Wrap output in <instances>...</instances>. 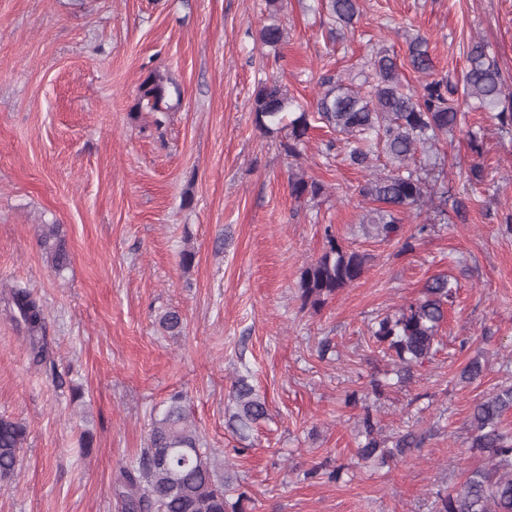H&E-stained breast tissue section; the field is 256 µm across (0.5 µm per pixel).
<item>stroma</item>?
I'll return each instance as SVG.
<instances>
[{
    "label": "stroma",
    "instance_id": "1",
    "mask_svg": "<svg viewBox=\"0 0 512 512\" xmlns=\"http://www.w3.org/2000/svg\"><path fill=\"white\" fill-rule=\"evenodd\" d=\"M360 4L354 29L333 33L317 0H284L288 35L274 51L256 38L265 0H0V285L21 282L43 304L50 352L33 364L0 309V416L27 428L0 512H121L116 471L145 447L152 408L179 391L204 447L247 495L246 512H438L483 466L466 419L512 384V133L489 113H466L437 152L417 157L463 214L440 217L432 199L383 242L359 223L366 172L334 133L313 129L301 157H287L256 128L251 98L274 78L312 107L323 73L361 81L373 48L401 54L418 36L436 73L454 79L467 45L484 40L512 94V0ZM152 68L180 92L160 126L136 107ZM476 163L484 180L472 185ZM293 173L326 194L295 201ZM43 224L65 239L62 274L39 244ZM419 224L427 232L402 251ZM328 228L370 261L315 310L302 306L298 282ZM185 250L195 254L187 268ZM439 275L455 294L438 352L406 387L372 396L371 377L392 362L370 322ZM172 309L184 319L178 336L159 323ZM475 358L483 376L462 381ZM239 375L269 407L249 448L224 417ZM366 405L384 437L411 430L419 448L382 468L359 460ZM321 464L339 480L306 478Z\"/></svg>",
    "mask_w": 512,
    "mask_h": 512
}]
</instances>
